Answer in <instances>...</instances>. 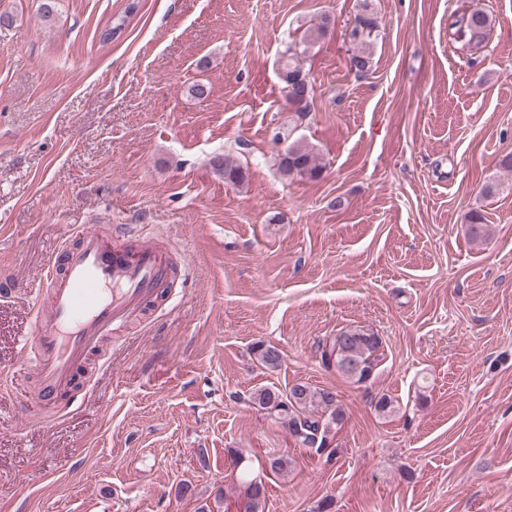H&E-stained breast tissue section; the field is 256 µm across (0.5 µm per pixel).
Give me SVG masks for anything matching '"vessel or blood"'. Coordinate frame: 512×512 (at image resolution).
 I'll use <instances>...</instances> for the list:
<instances>
[{
    "instance_id": "vessel-or-blood-1",
    "label": "vessel or blood",
    "mask_w": 512,
    "mask_h": 512,
    "mask_svg": "<svg viewBox=\"0 0 512 512\" xmlns=\"http://www.w3.org/2000/svg\"><path fill=\"white\" fill-rule=\"evenodd\" d=\"M111 237V225L82 227L46 267L49 304L36 311L31 333L21 342L28 369L40 381L39 402H58L74 369L104 337L170 284L167 251L147 242L119 250Z\"/></svg>"
}]
</instances>
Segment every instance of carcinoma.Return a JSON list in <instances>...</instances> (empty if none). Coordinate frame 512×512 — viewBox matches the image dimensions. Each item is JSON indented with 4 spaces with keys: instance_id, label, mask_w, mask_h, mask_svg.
Masks as SVG:
<instances>
[{
    "instance_id": "carcinoma-1",
    "label": "carcinoma",
    "mask_w": 512,
    "mask_h": 512,
    "mask_svg": "<svg viewBox=\"0 0 512 512\" xmlns=\"http://www.w3.org/2000/svg\"><path fill=\"white\" fill-rule=\"evenodd\" d=\"M455 20L449 25L452 40L467 44H480L484 41L491 24L483 11H464L454 14ZM374 18L363 12L356 17L348 37L353 46L349 61L356 65L355 73H365L371 68V52L366 48V40L375 31ZM325 33V26L306 30L300 39L288 43L280 60L281 80L288 88V104L297 119L307 118L313 101L314 90L303 69L302 56L307 48ZM210 166L224 180L239 184L245 179V172L227 155L217 154L210 159ZM274 166L284 176L318 179L323 167L314 149L297 138L288 144L284 154L275 157ZM467 235L474 241L485 236V218L473 212L467 219ZM382 340L373 331L362 326L341 330L333 339L321 347L322 364L334 368L357 385H363L377 375L384 354L380 353ZM256 361L269 370L281 366L280 349L264 341H257L252 348ZM251 403L269 415L282 420L289 435L302 447L314 450L319 455L325 450L324 437L317 436L319 428L329 424L339 425L344 420V412L339 404L337 393L329 387H315L307 383H296L282 392L274 387H264L250 395ZM293 460L285 454L275 453L268 457L267 468L274 474L288 471ZM247 498V512H263L266 487L247 474L241 475Z\"/></svg>"
}]
</instances>
